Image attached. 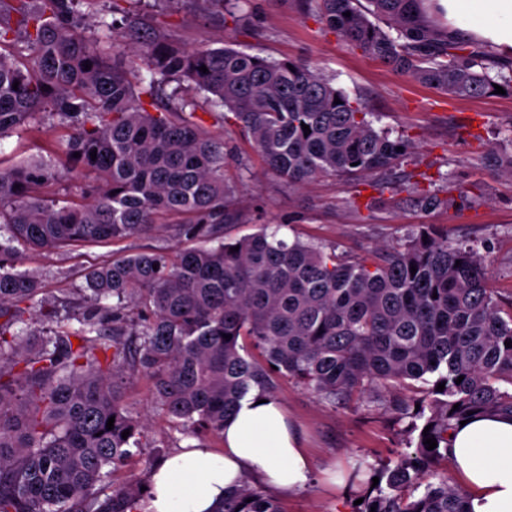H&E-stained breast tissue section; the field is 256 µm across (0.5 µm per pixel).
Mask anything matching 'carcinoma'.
<instances>
[{
	"instance_id": "cac0c4a2",
	"label": "carcinoma",
	"mask_w": 512,
	"mask_h": 512,
	"mask_svg": "<svg viewBox=\"0 0 512 512\" xmlns=\"http://www.w3.org/2000/svg\"><path fill=\"white\" fill-rule=\"evenodd\" d=\"M308 2L347 45L435 90L478 98L497 84L512 93V71L489 76L487 46L428 24L422 0ZM74 5L0 0V46L30 59L24 71L0 53V140L47 114L70 129L50 158L0 168V512H133L147 496L137 479L103 499L95 491L142 446L146 418L124 400L127 361L150 378L168 419L219 441L251 388L271 395L283 377L328 403L371 394L408 420L416 443L392 467L357 460L352 477L371 480L353 512H466L467 489L446 475L449 432L471 412L512 415V306L497 301L485 257L428 228L356 260L266 226L227 241L224 225L242 215L224 139L205 130L193 101H159L172 82L211 95L214 124L233 119L268 170L295 186L383 173L412 143L375 130L358 100L305 61L268 60L230 38L216 48L154 38L125 49L115 22L86 35ZM130 53L150 80L130 79ZM73 171L90 174L78 199L36 193ZM371 188L405 191L425 209L472 203L462 184L448 199L416 182ZM159 213L188 216L175 235L192 246L127 253L89 271L77 328L35 301L42 281L18 269L20 248L126 239L152 230ZM33 314L48 323L38 343L26 327ZM216 512L283 510L245 482Z\"/></svg>"
}]
</instances>
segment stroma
Returning a JSON list of instances; mask_svg holds the SVG:
<instances>
[{
  "label": "stroma",
  "instance_id": "stroma-1",
  "mask_svg": "<svg viewBox=\"0 0 512 512\" xmlns=\"http://www.w3.org/2000/svg\"><path fill=\"white\" fill-rule=\"evenodd\" d=\"M242 11L247 19L235 34L239 49L271 60H307L350 98L360 99L376 129L412 142V153L390 179L419 181L442 197L461 183L478 201L466 209L425 210L403 192L380 202L368 198L369 187L360 179L327 178L293 187L267 171L247 136L229 123L211 132L223 137L232 156L227 176L245 220L227 225L225 236L240 238L260 225L276 224L281 238L319 242L353 260L430 226L449 243L477 246L488 261L496 298L502 306L512 305V174L494 161L512 154V94L461 99L401 75L339 40L305 0H249ZM127 21L140 36L163 35L186 48L223 46L233 26L226 11L208 0H136ZM66 133L58 118L44 117L41 131L0 140V167L54 149ZM176 222L163 215L153 231L140 236L55 252L27 251L21 267L41 275L44 297L60 301V314L67 317L86 303L81 287L88 270L130 252L180 248ZM126 372L125 402L148 416L150 425L136 456L98 484L103 495L128 476L146 479L149 460L164 458L189 441L154 407L149 379L131 366ZM276 396L313 464L307 487L280 498L283 512H352L362 488L348 483L347 461L355 456L393 460L406 449L399 425L383 407L330 405L288 379L279 381Z\"/></svg>",
  "mask_w": 512,
  "mask_h": 512
}]
</instances>
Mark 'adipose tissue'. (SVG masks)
<instances>
[{"mask_svg": "<svg viewBox=\"0 0 512 512\" xmlns=\"http://www.w3.org/2000/svg\"><path fill=\"white\" fill-rule=\"evenodd\" d=\"M451 30L512 51V0H437ZM448 457L469 490L471 512H512V417L488 414L455 427ZM312 461L275 397L250 396L224 423L219 448H184L149 476L143 512H215L225 492L252 481L278 492L303 489Z\"/></svg>", "mask_w": 512, "mask_h": 512, "instance_id": "adipose-tissue-1", "label": "adipose tissue"}]
</instances>
